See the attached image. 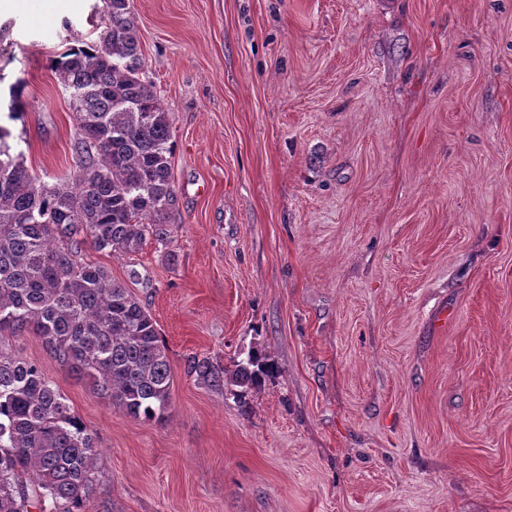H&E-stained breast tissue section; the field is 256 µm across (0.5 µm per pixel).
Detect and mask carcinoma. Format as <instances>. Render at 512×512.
<instances>
[{
	"label": "carcinoma",
	"mask_w": 512,
	"mask_h": 512,
	"mask_svg": "<svg viewBox=\"0 0 512 512\" xmlns=\"http://www.w3.org/2000/svg\"><path fill=\"white\" fill-rule=\"evenodd\" d=\"M97 40L55 60L77 95L73 173L48 185L13 155L0 125V512H86L94 493L96 437L36 363L5 339L30 332L53 357L88 376L98 394L133 417L162 420L173 372L156 322L82 245L135 254L165 245L176 204L171 116L145 75L130 0H103ZM274 364L250 350L232 371L189 356L185 371L206 387L237 388L246 403Z\"/></svg>",
	"instance_id": "obj_1"
}]
</instances>
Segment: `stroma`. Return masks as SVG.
<instances>
[{
    "mask_svg": "<svg viewBox=\"0 0 512 512\" xmlns=\"http://www.w3.org/2000/svg\"><path fill=\"white\" fill-rule=\"evenodd\" d=\"M130 4L173 238L82 258L156 321L171 409L9 340L97 437L87 512H512V0ZM102 6L0 12V125L51 184L77 140L53 60ZM252 348L278 370L247 405L184 372Z\"/></svg>",
    "mask_w": 512,
    "mask_h": 512,
    "instance_id": "1",
    "label": "stroma"
}]
</instances>
